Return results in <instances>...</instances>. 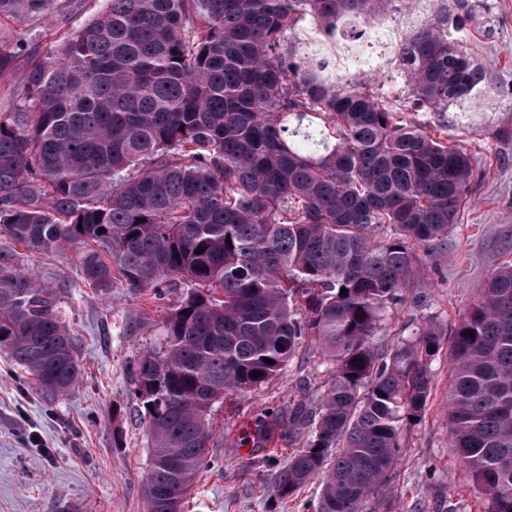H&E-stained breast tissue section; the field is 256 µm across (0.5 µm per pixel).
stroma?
Instances as JSON below:
<instances>
[{
    "label": "stroma",
    "instance_id": "1",
    "mask_svg": "<svg viewBox=\"0 0 512 512\" xmlns=\"http://www.w3.org/2000/svg\"><path fill=\"white\" fill-rule=\"evenodd\" d=\"M104 0H49L41 16L0 15V115L22 106L20 77L46 51L61 48L76 27L102 9ZM411 12L375 25L381 42L342 38L333 43L351 60L356 78L377 87L388 105L409 108V89L396 66V48L409 21L436 14L461 19L466 42L484 68L483 88L464 108L426 113L431 124L469 152L476 174L469 200L448 233L445 250L416 251L418 275L403 303L393 305L374 336L386 351L404 331L426 321L447 326L461 315L475 287L512 263V0H409ZM467 119H460V112ZM0 250L54 288L76 338L82 374L71 392L50 400L36 381L0 350V512H145L141 483L150 451L137 410L132 370L156 345L167 308L185 296L115 286L98 294L82 279L74 251L34 254L0 236ZM432 391L421 423L405 426V448L391 493L399 512H482L480 491L448 439V357L433 365ZM325 367L300 355L259 390L229 395L215 406L213 467L203 471L186 512H304L319 493L308 484L298 497H274L265 459L287 461L300 442L285 436L260 448L247 433L267 408L287 407L302 396V381L325 379Z\"/></svg>",
    "mask_w": 512,
    "mask_h": 512
}]
</instances>
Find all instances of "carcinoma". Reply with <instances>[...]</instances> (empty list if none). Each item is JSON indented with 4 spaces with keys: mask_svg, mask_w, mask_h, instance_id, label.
<instances>
[{
    "mask_svg": "<svg viewBox=\"0 0 512 512\" xmlns=\"http://www.w3.org/2000/svg\"><path fill=\"white\" fill-rule=\"evenodd\" d=\"M47 2L0 0V14L40 16ZM404 7L105 0L0 116V236L39 254L77 248L101 292L187 289L134 368L145 512H185L212 462V407L271 381L308 341L332 362L315 398L258 420L259 439L301 440L269 474L276 498L317 480L313 512H377L447 345L451 447L484 512H512V265L451 327L420 325L382 353L372 342L417 275L415 248L436 253L457 223L470 154L299 48L307 20L327 42L357 40ZM460 31L428 16L400 41L411 111L446 112L484 83ZM75 345L54 289L0 250V348L55 399L81 376Z\"/></svg>",
    "mask_w": 512,
    "mask_h": 512,
    "instance_id": "obj_1",
    "label": "carcinoma"
}]
</instances>
